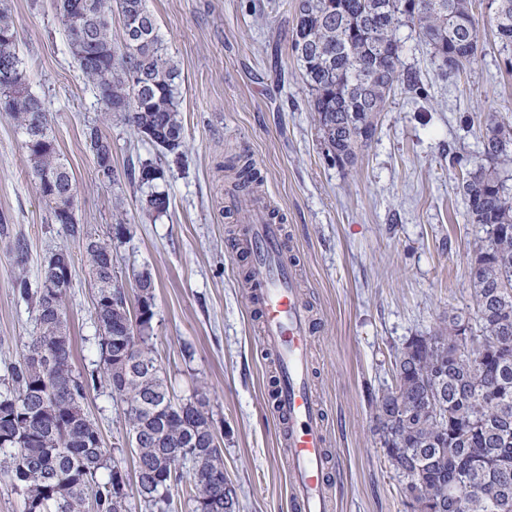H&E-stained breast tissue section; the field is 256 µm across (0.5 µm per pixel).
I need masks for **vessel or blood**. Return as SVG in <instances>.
Segmentation results:
<instances>
[{
    "label": "vessel or blood",
    "mask_w": 512,
    "mask_h": 512,
    "mask_svg": "<svg viewBox=\"0 0 512 512\" xmlns=\"http://www.w3.org/2000/svg\"><path fill=\"white\" fill-rule=\"evenodd\" d=\"M251 260L253 296L261 310L262 336L277 360L270 410L288 450L291 512H329L332 482L325 409L308 382L313 317L295 285L294 261L284 227L262 212L231 243Z\"/></svg>",
    "instance_id": "b4317fda"
}]
</instances>
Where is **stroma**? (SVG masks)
I'll list each match as a JSON object with an SVG mask.
<instances>
[{"label":"stroma","instance_id":"obj_1","mask_svg":"<svg viewBox=\"0 0 512 512\" xmlns=\"http://www.w3.org/2000/svg\"><path fill=\"white\" fill-rule=\"evenodd\" d=\"M18 33L32 90L49 111L57 149L78 195L85 231L110 237L129 308L135 275L154 281V354L176 399L203 394L236 495L237 512H289L288 458L268 399L275 374L259 314L243 276L250 265L229 242L245 224L224 204L234 182L226 167L249 156L263 177V203L284 224L301 293L317 320L310 385L327 412L328 450L337 464L332 512H406L402 482L374 430L372 400L394 384L406 341L450 315L474 318L471 262L487 242L470 223L457 158L478 161L479 117L496 112L512 125V72L490 26L477 55L443 75L418 30L400 25L403 64L416 92L388 98L371 143L354 165L326 157L284 14L285 0H147L169 57L180 70L177 106L185 128L184 165H170L119 116H106L66 41L55 0H4ZM112 139L108 183L85 148L86 126ZM13 116L0 112V392L7 367L36 331L35 309L13 288L11 248L25 238V272L38 281L48 257H74L65 297L72 365L100 362L96 288L79 241L55 224L22 147ZM150 159L164 166L167 213L140 210L139 185L125 170ZM84 410L104 447L133 471L123 403L109 388L91 392Z\"/></svg>","mask_w":512,"mask_h":512}]
</instances>
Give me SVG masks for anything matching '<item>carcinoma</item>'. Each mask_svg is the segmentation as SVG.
Returning <instances> with one entry per match:
<instances>
[{"label": "carcinoma", "instance_id": "obj_1", "mask_svg": "<svg viewBox=\"0 0 512 512\" xmlns=\"http://www.w3.org/2000/svg\"><path fill=\"white\" fill-rule=\"evenodd\" d=\"M442 1L447 11L436 7ZM85 27L68 24V46L83 76L97 87L109 85L105 112L120 115L140 135L157 133V148L182 160L185 134L177 108V68L162 45L147 0H82ZM497 16L486 15L504 45L512 46V0H498ZM121 20L112 37V5ZM291 52L300 64L330 159L352 164L369 145L361 126L376 129L375 108L384 93L401 85L409 92L417 80L404 74L399 24H407L433 45L432 54L446 74L476 55L479 20L473 0H292ZM99 52L83 60L82 35ZM17 37L12 15L0 4V38ZM377 74L365 86L355 64ZM0 110L10 112L23 134L34 174L48 176L39 188L51 210L75 206L77 189L57 151L42 99L0 79ZM481 159L459 185L472 224L488 234L471 267L479 344L469 352L462 329L467 322L448 317L435 331L410 337L396 356L395 385L376 402L375 431L390 465L428 512H512V193L496 172L497 161L512 151V128L485 115ZM85 146L108 179L112 140L96 125L87 128ZM164 170L151 161L131 178L154 186ZM235 186L255 195L261 179L246 159L233 168ZM143 211L167 212L162 195H146ZM83 240L96 287L94 320L100 331L102 367L77 373L72 366L65 293L70 281L40 287L15 277L19 297L34 302L36 334L24 345L45 342L52 365L39 367L22 354L8 369L11 387L0 392V437L22 436L19 447L0 445V471L21 497L22 512H129L124 478L108 464L97 423L84 412L90 392L105 385L119 390L127 423L139 426L134 448L138 493L151 512H169L171 488L184 479L196 494L192 512H235L226 505L224 460L203 398L177 402L170 396L161 367L126 370L124 356L157 363L149 345L154 317V282L147 270L136 276L147 309L130 312L125 292L116 285L112 241L92 239L77 223L62 225ZM64 510H59V504Z\"/></svg>", "mask_w": 512, "mask_h": 512}]
</instances>
